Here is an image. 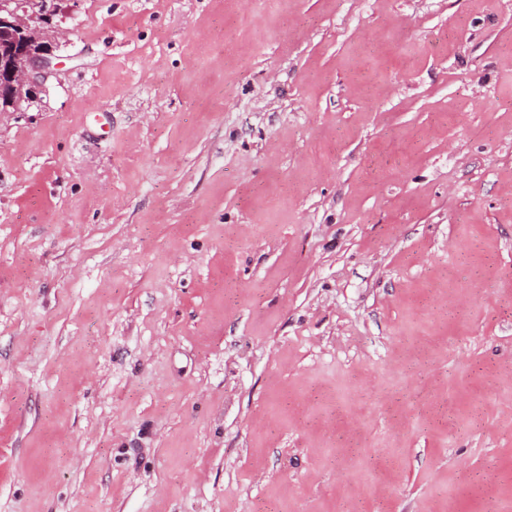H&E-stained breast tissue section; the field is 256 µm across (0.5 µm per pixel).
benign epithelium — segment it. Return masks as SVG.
I'll use <instances>...</instances> for the list:
<instances>
[{
	"mask_svg": "<svg viewBox=\"0 0 512 512\" xmlns=\"http://www.w3.org/2000/svg\"><path fill=\"white\" fill-rule=\"evenodd\" d=\"M56 0H0V28L9 34L0 44V89L34 99L58 63L42 25L56 11Z\"/></svg>",
	"mask_w": 512,
	"mask_h": 512,
	"instance_id": "1",
	"label": "benign epithelium"
}]
</instances>
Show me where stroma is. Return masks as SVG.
Returning a JSON list of instances; mask_svg holds the SVG:
<instances>
[{
  "mask_svg": "<svg viewBox=\"0 0 512 512\" xmlns=\"http://www.w3.org/2000/svg\"><path fill=\"white\" fill-rule=\"evenodd\" d=\"M47 29L0 114V512H512V0Z\"/></svg>",
  "mask_w": 512,
  "mask_h": 512,
  "instance_id": "1",
  "label": "stroma"
}]
</instances>
